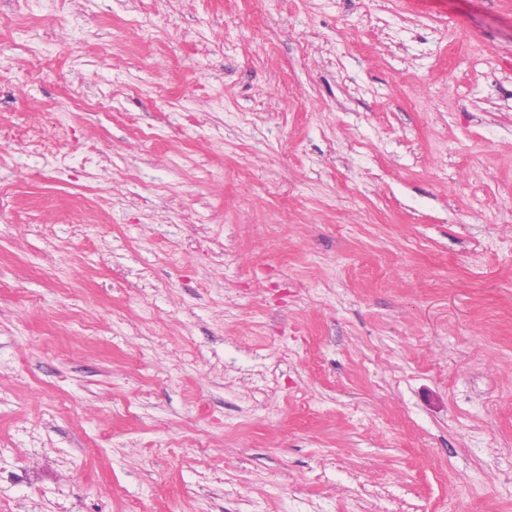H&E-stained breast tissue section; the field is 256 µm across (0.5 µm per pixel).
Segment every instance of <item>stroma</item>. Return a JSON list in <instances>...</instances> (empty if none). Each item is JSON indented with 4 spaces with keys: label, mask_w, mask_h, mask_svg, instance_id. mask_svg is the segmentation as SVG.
Wrapping results in <instances>:
<instances>
[{
    "label": "stroma",
    "mask_w": 512,
    "mask_h": 512,
    "mask_svg": "<svg viewBox=\"0 0 512 512\" xmlns=\"http://www.w3.org/2000/svg\"><path fill=\"white\" fill-rule=\"evenodd\" d=\"M131 503L512 512V0H0V512Z\"/></svg>",
    "instance_id": "stroma-1"
}]
</instances>
